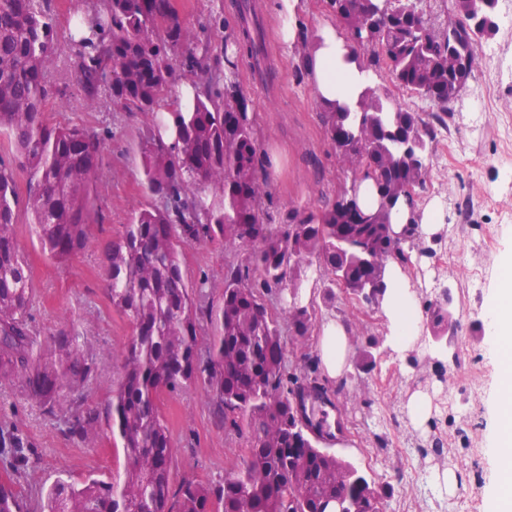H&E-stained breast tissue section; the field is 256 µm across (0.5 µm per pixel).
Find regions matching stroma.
<instances>
[{
    "label": "stroma",
    "mask_w": 512,
    "mask_h": 512,
    "mask_svg": "<svg viewBox=\"0 0 512 512\" xmlns=\"http://www.w3.org/2000/svg\"><path fill=\"white\" fill-rule=\"evenodd\" d=\"M232 2L174 0L191 36L211 43L218 56L224 53V22L233 16ZM280 6L281 0H256L271 78L258 80L249 59L243 57L237 79L256 116L261 149L273 161L267 172L275 209L294 205L315 209L334 197L338 187L348 185L351 173L339 164L324 134L321 108L309 79L297 71L296 49L281 39ZM104 12V0H53L61 49L47 70L53 90L47 117L95 133L103 147L96 173L92 243L70 265L55 263L41 248L28 209L29 176L23 169L14 171L18 216L14 230L31 274V325L41 337L70 326L80 331L95 363L84 405L100 413L108 408L120 376L112 356L131 336L129 321L109 304L102 253L133 210L149 201L140 145L152 128L146 115L125 110L109 97L87 104L77 82L70 48L74 20ZM491 43L497 53L478 55L473 74L453 105L447 139H434L428 146V177L419 191L420 204L441 202L446 227L432 246V258L413 266L411 278L422 296L436 288L451 290L456 327L448 337V350L437 352L430 330H423L414 351L417 364L409 367L404 356L382 344L375 367L363 374L353 368L346 371L345 386L334 398L348 422L331 448L375 482L393 487L387 512H486L496 481V463L487 442L494 432L503 366L485 344L484 318L497 273L494 258L512 248V27H499ZM488 229L493 239L487 245L483 235ZM236 257L220 241L183 248V272L199 286L201 304H221L225 265ZM475 268L486 273L485 284L478 289L468 285ZM300 281L315 325L337 319L346 322L350 336L385 335L381 312L355 305L344 291H337L333 307H325L316 259L301 264ZM439 359L448 372L444 385L436 381ZM424 387L433 400L448 391L459 400L457 412L448 419V447L441 461L415 453L424 434L412 424L406 406ZM163 415L173 441L175 480L222 482L229 451L239 447L241 439L214 415L203 387L166 396ZM0 424L9 426L24 443L18 455L0 448V477L14 478L26 512H39L58 480L104 479L123 468L121 448L107 437L93 446L68 438L9 384H0ZM380 428L389 437L385 451L374 444ZM446 468L460 478L451 495L434 481L435 472Z\"/></svg>",
    "instance_id": "obj_1"
}]
</instances>
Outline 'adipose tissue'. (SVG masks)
<instances>
[{
    "label": "adipose tissue",
    "instance_id": "ef3b65f1",
    "mask_svg": "<svg viewBox=\"0 0 512 512\" xmlns=\"http://www.w3.org/2000/svg\"><path fill=\"white\" fill-rule=\"evenodd\" d=\"M307 69L314 96L323 107L354 108L373 81L371 72L361 69L355 61L344 37L328 25L316 34L307 49ZM444 224L443 209L434 201L413 208L402 200L392 210V228L399 234L414 230L432 237L442 231ZM496 266L500 276L489 299L486 332L490 351L499 353L505 343L512 342V252L500 255ZM384 282L386 290L380 310L390 346L400 354L412 351L422 335L418 293L409 274L397 264L386 267ZM347 334L346 326L337 320L327 321L321 327L320 359L330 377H342L351 365L354 352ZM497 412L492 450L499 462L500 480L490 494L487 512H512V363L504 367Z\"/></svg>",
    "mask_w": 512,
    "mask_h": 512
}]
</instances>
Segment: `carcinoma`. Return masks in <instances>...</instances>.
<instances>
[{
	"instance_id": "cac0c4a2",
	"label": "carcinoma",
	"mask_w": 512,
	"mask_h": 512,
	"mask_svg": "<svg viewBox=\"0 0 512 512\" xmlns=\"http://www.w3.org/2000/svg\"><path fill=\"white\" fill-rule=\"evenodd\" d=\"M107 15L79 18L71 41L74 68L89 103L106 93L131 112L153 119L141 147L144 185L152 202L103 252L108 299L132 327L119 353L121 376L111 411L101 426L93 410L62 419L72 439L105 433L121 445L123 472L109 480H61L43 512H386L393 494L352 463L318 447L322 424L301 418L296 396L314 383L318 359L302 368L287 359L286 340L311 335L314 322L299 304L296 269L315 258L327 273L325 302L335 289L384 288L386 265L406 268L413 254L432 249L419 235L395 241L383 233L408 187L425 182L424 164L403 156V140L416 135L421 154L447 126L448 91L467 84L473 70L451 74L445 55L477 58L496 34L498 0H451L467 24L450 35L409 0H329L349 47L369 71L386 70L391 83L424 99L431 112L396 103L379 86L365 89L356 121L349 113L320 112L336 156L353 175L374 182L378 206L362 209L356 189L343 188L313 210L274 212L254 113L234 73L246 56L263 78L264 38L250 0L236 3L235 26L224 34L229 77L216 89L217 59L210 44L191 40L172 0H106ZM360 15L357 34L347 27ZM59 50L52 0H0V132L14 149L32 188L28 207L42 249L67 265L91 241L95 174L102 159L99 137L84 128L53 125L46 116V70ZM193 73L195 97L185 109L162 112L165 89L175 76V52ZM17 191L12 170L0 162V381L18 386L48 416L82 397L93 363L75 328L45 340L30 328L32 283L15 236ZM222 241L245 258L225 270L224 298L202 307L185 279L181 249ZM273 296L278 314L263 297ZM426 319L439 334L448 316L425 301ZM210 323L209 359H198L201 320ZM288 336H283L281 321ZM378 338L361 345L357 371L374 367ZM203 385L224 422L246 434L224 482L173 481L171 434L162 413L164 395ZM0 512H22L14 480L0 482Z\"/></svg>"
}]
</instances>
